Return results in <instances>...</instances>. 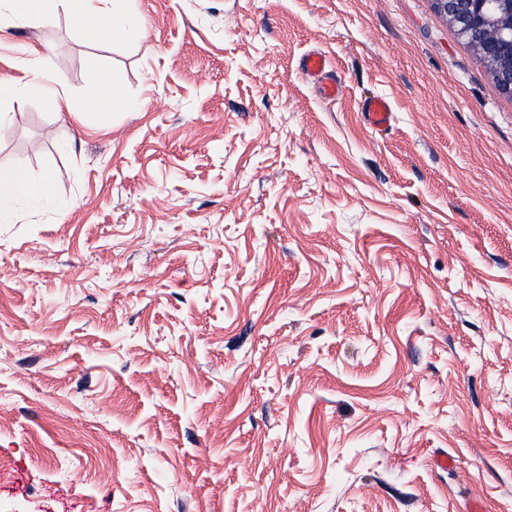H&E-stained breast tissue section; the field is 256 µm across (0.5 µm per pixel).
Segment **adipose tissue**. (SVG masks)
<instances>
[{
  "label": "adipose tissue",
  "instance_id": "adipose-tissue-1",
  "mask_svg": "<svg viewBox=\"0 0 512 512\" xmlns=\"http://www.w3.org/2000/svg\"><path fill=\"white\" fill-rule=\"evenodd\" d=\"M111 0H0V20L24 24L67 13L76 28L84 33L107 32L115 37L144 34L141 18L134 12L111 7Z\"/></svg>",
  "mask_w": 512,
  "mask_h": 512
}]
</instances>
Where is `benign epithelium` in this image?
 Wrapping results in <instances>:
<instances>
[{
	"label": "benign epithelium",
	"instance_id": "7a95c632",
	"mask_svg": "<svg viewBox=\"0 0 512 512\" xmlns=\"http://www.w3.org/2000/svg\"><path fill=\"white\" fill-rule=\"evenodd\" d=\"M448 16L458 37L465 41L472 36L479 44L485 62L493 71L499 90L512 97V0H495L501 21L490 26L487 13L490 0H435Z\"/></svg>",
	"mask_w": 512,
	"mask_h": 512
}]
</instances>
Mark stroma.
Here are the masks:
<instances>
[{
  "mask_svg": "<svg viewBox=\"0 0 512 512\" xmlns=\"http://www.w3.org/2000/svg\"><path fill=\"white\" fill-rule=\"evenodd\" d=\"M131 5L0 32V512H512V98L435 0ZM299 70L306 78L319 85L320 96L327 101L336 100L342 93L341 81L328 70L326 56L319 52H309L301 58ZM91 72L95 77L94 98L87 104L89 110L98 118L105 122L111 115V109H120L122 111H131L135 105L118 94L113 87L112 82L99 71L96 63L89 65ZM362 114L368 128L377 134H383L394 121L391 101L384 95L367 97L362 104ZM29 188L36 193L48 195L53 189V180L49 174L33 181L30 176L21 169H13L4 174L0 173V192L9 193L11 190Z\"/></svg>",
  "mask_w": 512,
  "mask_h": 512,
  "instance_id": "35a3bbf8",
  "label": "stroma"
}]
</instances>
